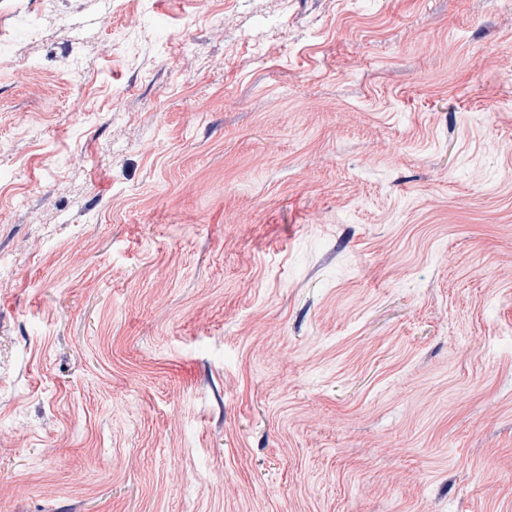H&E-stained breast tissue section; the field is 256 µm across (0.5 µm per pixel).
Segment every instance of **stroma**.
<instances>
[{
	"label": "stroma",
	"instance_id": "obj_1",
	"mask_svg": "<svg viewBox=\"0 0 512 512\" xmlns=\"http://www.w3.org/2000/svg\"><path fill=\"white\" fill-rule=\"evenodd\" d=\"M0 512H512V0H0Z\"/></svg>",
	"mask_w": 512,
	"mask_h": 512
}]
</instances>
